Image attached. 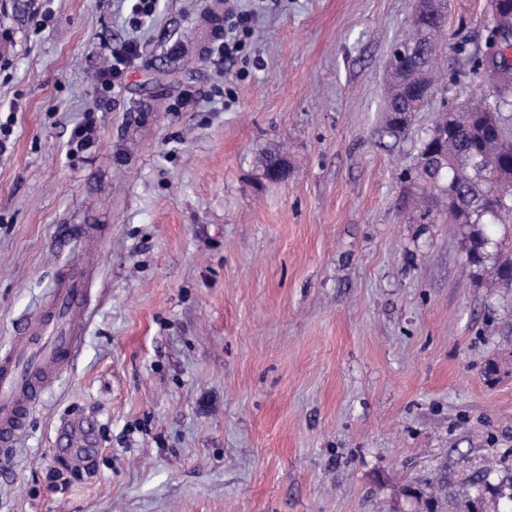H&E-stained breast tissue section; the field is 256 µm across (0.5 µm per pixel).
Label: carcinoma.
<instances>
[{
  "mask_svg": "<svg viewBox=\"0 0 512 512\" xmlns=\"http://www.w3.org/2000/svg\"><path fill=\"white\" fill-rule=\"evenodd\" d=\"M424 35V48L420 54L408 59V68H425L431 91H436L447 79L448 66L443 58L451 54L458 59L465 58L480 66L481 57L471 52L468 43L448 36V10L419 22ZM494 98L499 101V118L512 112V78L506 79L495 88ZM429 103V98L417 92L415 83L407 85L406 91L393 94L385 104L399 112H420ZM483 112L461 113L455 130L436 140L421 139L415 167L416 194L414 206L422 223H428L432 213L430 201L439 198L446 191H452L448 210V223L460 224L466 228L464 245L469 264L483 263L491 239L486 226L512 223V170L491 180H483L477 171L481 158H494L508 166L512 164V132L491 133ZM492 194L502 204L501 213L496 215L484 205V196ZM512 285V261L504 259L499 263L494 286ZM493 467L487 464L481 474L472 480H458L442 466L431 479L417 483L404 490L415 507L434 508L438 512L462 509L464 512H487L492 504L503 499L512 501V476L499 480L492 479Z\"/></svg>",
  "mask_w": 512,
  "mask_h": 512,
  "instance_id": "cac0c4a2",
  "label": "carcinoma"
}]
</instances>
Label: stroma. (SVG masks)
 Returning a JSON list of instances; mask_svg holds the SVG:
<instances>
[{
  "mask_svg": "<svg viewBox=\"0 0 512 512\" xmlns=\"http://www.w3.org/2000/svg\"><path fill=\"white\" fill-rule=\"evenodd\" d=\"M131 5L0 0V343L90 273L81 348L0 454V512H387L442 464L512 474V371L484 375L512 368V288L490 285L512 224L470 266L404 177L436 112L492 95L483 72L394 137L416 0H237L256 25L220 70L226 0H157L135 31ZM487 6L450 0L449 32L483 47ZM139 50L140 46L133 41L112 50L111 64L99 73V91L110 93L115 86L121 83L127 66Z\"/></svg>",
  "mask_w": 512,
  "mask_h": 512,
  "instance_id": "1",
  "label": "stroma"
}]
</instances>
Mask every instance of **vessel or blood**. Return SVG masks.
I'll return each mask as SVG.
<instances>
[{
  "label": "vessel or blood",
  "instance_id": "1",
  "mask_svg": "<svg viewBox=\"0 0 512 512\" xmlns=\"http://www.w3.org/2000/svg\"><path fill=\"white\" fill-rule=\"evenodd\" d=\"M85 298L80 271L68 269L50 313L14 336L0 353V447H14L45 385L69 368Z\"/></svg>",
  "mask_w": 512,
  "mask_h": 512
}]
</instances>
